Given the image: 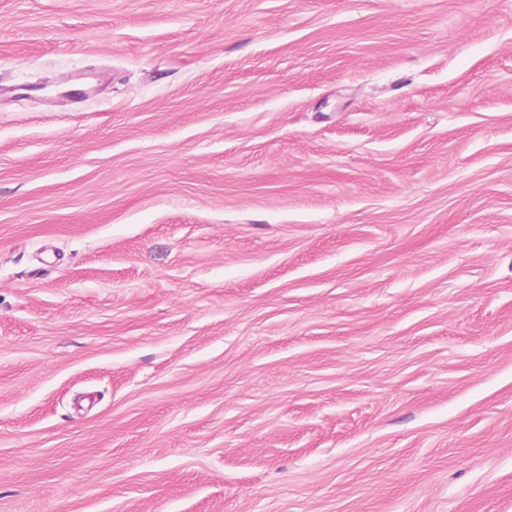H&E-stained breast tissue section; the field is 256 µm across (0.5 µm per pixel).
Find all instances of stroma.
Masks as SVG:
<instances>
[{"mask_svg": "<svg viewBox=\"0 0 512 512\" xmlns=\"http://www.w3.org/2000/svg\"><path fill=\"white\" fill-rule=\"evenodd\" d=\"M0 512H512V0H0Z\"/></svg>", "mask_w": 512, "mask_h": 512, "instance_id": "obj_1", "label": "stroma"}]
</instances>
